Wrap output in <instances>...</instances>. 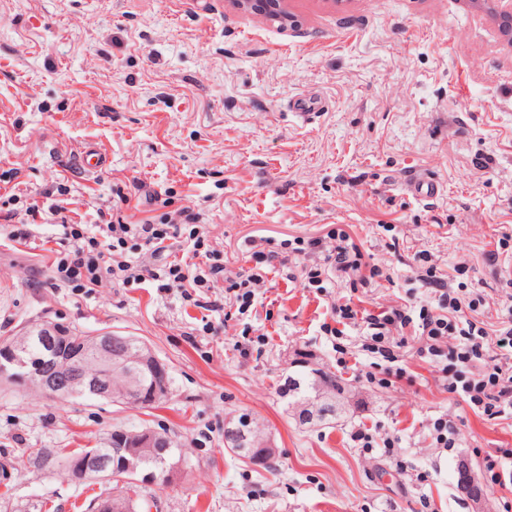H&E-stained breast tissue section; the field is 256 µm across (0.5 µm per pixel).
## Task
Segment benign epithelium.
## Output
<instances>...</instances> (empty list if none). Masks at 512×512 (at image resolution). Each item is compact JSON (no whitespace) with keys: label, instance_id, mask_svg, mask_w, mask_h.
Listing matches in <instances>:
<instances>
[{"label":"benign epithelium","instance_id":"7a95c632","mask_svg":"<svg viewBox=\"0 0 512 512\" xmlns=\"http://www.w3.org/2000/svg\"><path fill=\"white\" fill-rule=\"evenodd\" d=\"M234 4L243 9L253 12L260 11L273 20L285 25L290 21L289 13L279 8L280 0H234ZM495 11L501 20L499 25L500 35L512 45V0H495ZM28 333L38 335L43 343L57 350L65 330L58 323H39L30 326ZM95 351L102 364V370L93 376H88L81 369V362H71L70 370L64 374L54 373L45 370V367L36 362L35 359L24 355L16 346L4 338L0 339V379L3 381L18 380L25 378L40 386L43 393L61 402L70 398L90 392L96 399L112 401V365L121 363L123 353L113 352L112 345L121 341V337L110 332H99L93 335ZM125 456L122 457V470L132 475L130 483L141 489L143 487H167L175 480L170 473L163 471H152L140 473L138 465L131 462L128 455L132 454L130 449H122ZM112 456L89 457L80 466L73 479H101L111 478ZM461 479L458 484V492L461 496L470 499L472 494L480 489V484L471 472L467 462L463 461L458 465Z\"/></svg>","mask_w":512,"mask_h":512}]
</instances>
